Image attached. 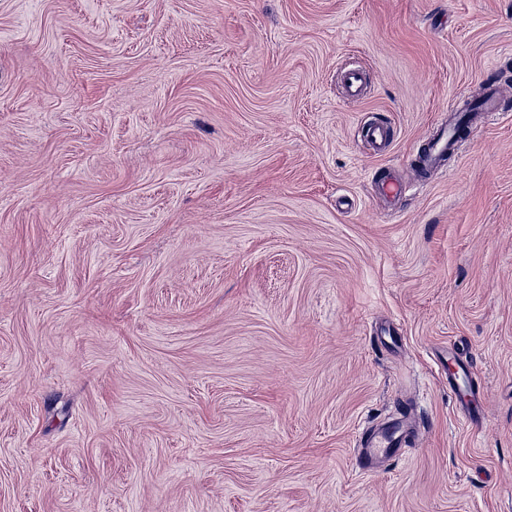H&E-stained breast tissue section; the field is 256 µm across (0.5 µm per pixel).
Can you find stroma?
I'll return each instance as SVG.
<instances>
[{"label": "stroma", "instance_id": "1", "mask_svg": "<svg viewBox=\"0 0 512 512\" xmlns=\"http://www.w3.org/2000/svg\"><path fill=\"white\" fill-rule=\"evenodd\" d=\"M494 74L512 0H0V512H512V119L414 181ZM458 118L454 116L448 120V126L433 133L426 147L422 149L420 162L424 169L431 172L439 168L448 151H454L459 144L457 136ZM457 368L448 367V391L455 397L470 424L476 423L483 413V393L472 381L469 365L456 363ZM407 435L402 431V418L388 422L376 431L361 437L358 441L362 448H357L359 467L371 471L376 461L381 457H391L398 454Z\"/></svg>", "mask_w": 512, "mask_h": 512}]
</instances>
